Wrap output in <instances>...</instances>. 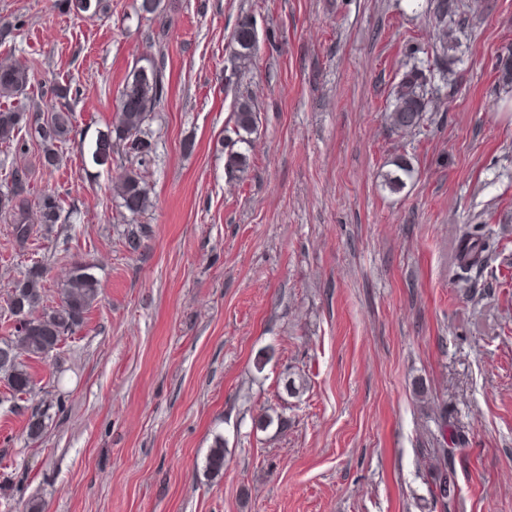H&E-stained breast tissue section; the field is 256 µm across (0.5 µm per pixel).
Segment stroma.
I'll use <instances>...</instances> for the list:
<instances>
[{
  "label": "stroma",
  "instance_id": "1",
  "mask_svg": "<svg viewBox=\"0 0 512 512\" xmlns=\"http://www.w3.org/2000/svg\"><path fill=\"white\" fill-rule=\"evenodd\" d=\"M0 0V61L26 93L0 99L35 118L52 89L73 114L57 166L38 143L0 144V192L29 175L28 201H62L52 231L16 239L0 222V339L8 293L49 269L42 308L89 263L101 293L59 356L30 361L61 398L41 439L36 398L0 383V512H512V108L498 61L512 52V0H473L443 111L420 132L383 115L405 67L433 62L429 0ZM251 14L260 50L233 81L228 42ZM165 61L167 97L148 129L153 205L139 253L112 183L80 140L108 132L128 72ZM259 113L251 167L224 174L238 96ZM403 155L416 175L389 193ZM495 247L459 280L462 225ZM264 349L273 359L257 369ZM304 379L288 395V379ZM270 408L287 426L252 428ZM458 440L457 494L435 504L427 456L440 425ZM223 436L224 472L205 458ZM394 169L381 173L382 185L390 193H400L407 186V180H412L414 168L410 161L403 155L395 157L391 164Z\"/></svg>",
  "mask_w": 512,
  "mask_h": 512
}]
</instances>
